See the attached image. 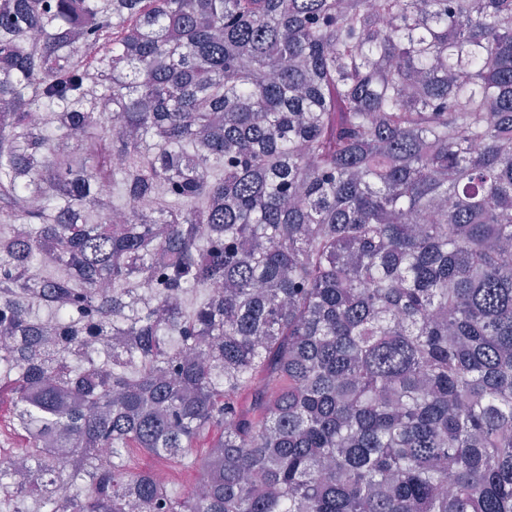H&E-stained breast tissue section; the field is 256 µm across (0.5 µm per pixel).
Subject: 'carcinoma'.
<instances>
[{
	"instance_id": "cac0c4a2",
	"label": "carcinoma",
	"mask_w": 512,
	"mask_h": 512,
	"mask_svg": "<svg viewBox=\"0 0 512 512\" xmlns=\"http://www.w3.org/2000/svg\"><path fill=\"white\" fill-rule=\"evenodd\" d=\"M0 104V512H512V0H0ZM131 465L138 468H151L167 484L169 491L181 495L189 490L190 472L168 462L158 461L146 455L135 453L131 456Z\"/></svg>"
}]
</instances>
